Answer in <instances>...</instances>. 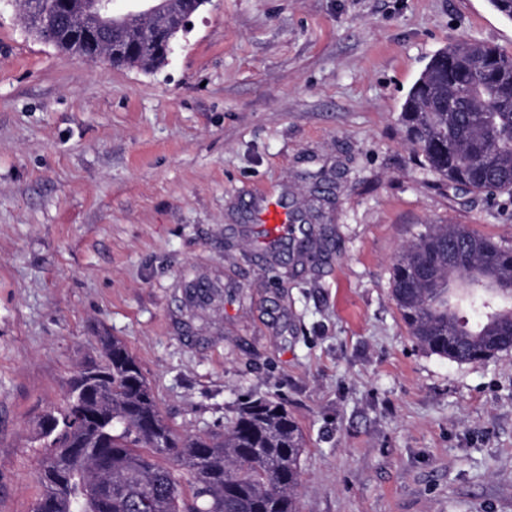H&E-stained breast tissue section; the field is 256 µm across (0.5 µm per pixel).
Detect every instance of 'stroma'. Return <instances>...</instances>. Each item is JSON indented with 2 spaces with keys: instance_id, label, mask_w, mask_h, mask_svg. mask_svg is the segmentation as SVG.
I'll return each mask as SVG.
<instances>
[{
  "instance_id": "35a3bbf8",
  "label": "stroma",
  "mask_w": 512,
  "mask_h": 512,
  "mask_svg": "<svg viewBox=\"0 0 512 512\" xmlns=\"http://www.w3.org/2000/svg\"><path fill=\"white\" fill-rule=\"evenodd\" d=\"M461 37L512 54L490 0H208L146 73L0 0V512H33L39 420L103 335L182 434L283 400L300 512H512V351L427 353L391 295L428 225L512 247V217L439 184L398 121ZM272 205L321 252L268 255Z\"/></svg>"
}]
</instances>
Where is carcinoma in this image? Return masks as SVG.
<instances>
[{
    "instance_id": "1",
    "label": "carcinoma",
    "mask_w": 512,
    "mask_h": 512,
    "mask_svg": "<svg viewBox=\"0 0 512 512\" xmlns=\"http://www.w3.org/2000/svg\"><path fill=\"white\" fill-rule=\"evenodd\" d=\"M125 66L151 72L158 58L140 51ZM400 121L439 180L512 203V55L448 44L411 87ZM391 294L431 354L478 363L512 349V249L464 224H431L403 246ZM99 344L100 361L80 367L39 424L45 512H299L304 437L284 402L248 399L224 435H183L126 345L113 336Z\"/></svg>"
}]
</instances>
